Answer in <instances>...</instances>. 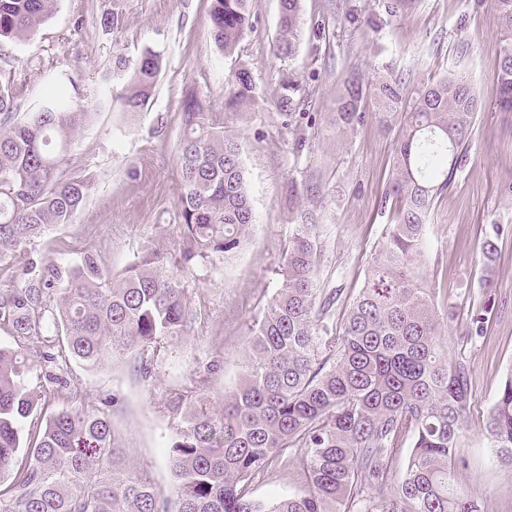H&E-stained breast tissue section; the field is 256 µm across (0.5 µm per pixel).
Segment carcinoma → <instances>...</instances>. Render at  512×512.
<instances>
[{
    "label": "carcinoma",
    "instance_id": "carcinoma-1",
    "mask_svg": "<svg viewBox=\"0 0 512 512\" xmlns=\"http://www.w3.org/2000/svg\"><path fill=\"white\" fill-rule=\"evenodd\" d=\"M54 2L0 0V38L30 40ZM211 2L214 41L230 54L251 26L248 0ZM493 9L502 35L497 106L512 112V0H493ZM299 19L300 0H280L283 55L293 52ZM113 68L127 75L117 98L137 112L158 80L162 54L117 55ZM252 89L249 73L238 72L231 101ZM368 91L386 116L401 114L389 188L397 216L341 322L331 314L338 292L317 285L316 225L296 224L239 385L216 404L211 364L168 400L182 416L170 454L174 511L146 471L115 447L108 417L67 409L42 417L28 379L31 356L0 345V512H481L457 480L472 395L470 366L448 356L454 306L440 302L436 282L414 266L427 248V214L461 166L459 148L479 102L465 78L451 75L421 87L404 113L402 78L383 76L369 89L352 78L336 100L337 127L363 121ZM81 98L58 73L45 98L24 111L12 88L0 85V264L18 262L87 197L84 178L61 172L88 116ZM183 112L180 259L206 268L242 248L254 213L240 145L206 125L197 100L187 99ZM164 268V257L149 251L117 278L93 253L64 273L25 267L21 286L0 292V325L25 337L48 323L58 345L41 357L53 363L97 368L135 350L158 354L195 321L181 280ZM483 427L497 461L512 466V372ZM19 454L25 465L15 470ZM275 461L303 471L307 490L253 498L250 484Z\"/></svg>",
    "mask_w": 512,
    "mask_h": 512
}]
</instances>
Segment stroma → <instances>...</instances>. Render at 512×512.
<instances>
[{
  "label": "stroma",
  "mask_w": 512,
  "mask_h": 512,
  "mask_svg": "<svg viewBox=\"0 0 512 512\" xmlns=\"http://www.w3.org/2000/svg\"><path fill=\"white\" fill-rule=\"evenodd\" d=\"M388 3L301 0V32L289 57L277 51L279 0H249L251 27L229 56L211 37V0H56L30 41L0 40V81L22 101L41 97L46 74L63 71L90 114L63 166L89 179L86 203L70 223L29 246L25 261L65 270L92 251L118 275L137 255L156 251L202 313L155 361L151 378L142 374L136 352L96 369L76 361L32 363V385L46 412H107L116 446L166 495L174 493L169 455L182 421L164 404L213 360L219 363L211 376L214 399L240 382L251 328L280 286L281 253L294 225H316L318 283L342 289L349 300L363 287L375 248L395 219L385 191L396 127L383 122L370 99L360 125L338 130L343 79L356 73L370 84L390 72L412 92L461 73L480 109L463 163L434 201L420 270L455 305L448 351L471 368L466 465L458 480L482 512H512V469L495 461L482 424L512 371V112L496 107L501 35L491 0H408L396 12ZM106 13L119 18L114 32L100 25ZM148 47L161 51L162 72L144 109L129 112L112 96L125 82L112 59H133ZM241 70L249 72L253 91L232 106ZM191 96L207 121L240 144L255 214L244 248L212 268L179 263L178 153L182 107ZM285 96L291 99L286 107ZM491 237L497 259L487 273L480 248ZM486 285L496 303L482 337L473 340L470 313L483 303ZM305 487L302 471L274 466L256 479L252 495L272 500Z\"/></svg>",
  "instance_id": "obj_1"
}]
</instances>
